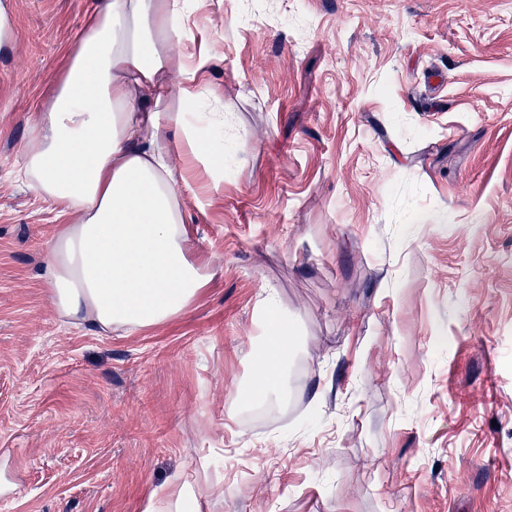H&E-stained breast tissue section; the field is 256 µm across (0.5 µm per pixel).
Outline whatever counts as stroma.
I'll return each instance as SVG.
<instances>
[{"mask_svg": "<svg viewBox=\"0 0 512 512\" xmlns=\"http://www.w3.org/2000/svg\"><path fill=\"white\" fill-rule=\"evenodd\" d=\"M100 0H12L0 50V512H512V0H203L224 44L219 189L185 196L212 273L127 336L60 316L58 222L16 179ZM306 346L234 406L257 301ZM174 509V510H170ZM144 512H201L197 494L188 483L177 485L172 491L166 492L163 500L150 496Z\"/></svg>", "mask_w": 512, "mask_h": 512, "instance_id": "35a3bbf8", "label": "stroma"}]
</instances>
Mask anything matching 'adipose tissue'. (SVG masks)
<instances>
[{
	"label": "adipose tissue",
	"instance_id": "adipose-tissue-1",
	"mask_svg": "<svg viewBox=\"0 0 512 512\" xmlns=\"http://www.w3.org/2000/svg\"><path fill=\"white\" fill-rule=\"evenodd\" d=\"M197 0H104L89 14L17 177L62 218L44 279L58 311L131 335L184 312L206 285L187 256L182 186L160 143L176 128L212 186L224 180V102L208 98L218 44L178 59ZM238 400L276 395L299 345L273 290Z\"/></svg>",
	"mask_w": 512,
	"mask_h": 512
}]
</instances>
